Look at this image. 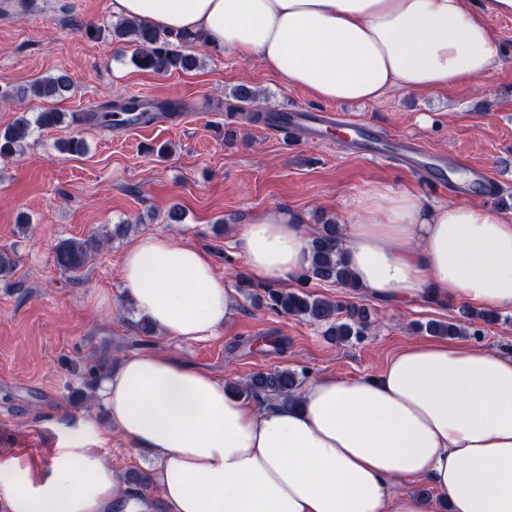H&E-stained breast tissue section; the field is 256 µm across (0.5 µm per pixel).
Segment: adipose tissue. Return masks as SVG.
<instances>
[{
  "label": "adipose tissue",
  "mask_w": 512,
  "mask_h": 512,
  "mask_svg": "<svg viewBox=\"0 0 512 512\" xmlns=\"http://www.w3.org/2000/svg\"><path fill=\"white\" fill-rule=\"evenodd\" d=\"M112 12L258 58L315 99L375 101L487 76L502 47L486 16L512 0H112ZM344 260L394 306L452 296L512 309V222L469 202L425 204L377 186L352 202ZM313 233L282 205L239 237L253 279H298ZM140 316L172 338L215 336L231 288L209 257L148 236L122 261ZM108 424L155 459L160 512H512V351L415 339L376 374L310 379L291 403L259 404L162 352L123 358L98 385ZM94 425L49 461L0 453V512H143ZM422 478L434 500L402 491Z\"/></svg>",
  "instance_id": "adipose-tissue-1"
}]
</instances>
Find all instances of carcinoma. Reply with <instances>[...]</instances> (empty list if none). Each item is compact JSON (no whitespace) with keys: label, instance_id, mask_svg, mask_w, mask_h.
<instances>
[{"label":"carcinoma","instance_id":"1","mask_svg":"<svg viewBox=\"0 0 512 512\" xmlns=\"http://www.w3.org/2000/svg\"><path fill=\"white\" fill-rule=\"evenodd\" d=\"M112 36L136 46L131 62L140 69L165 74L173 70H191L197 65L196 56L188 52L201 40V35L197 33L179 35L183 48L177 49L169 40L170 33L137 20L125 19L112 27ZM69 90L70 83L64 75L40 79L30 86L33 96L40 99H63ZM126 104L127 99L124 97L102 102L86 113L88 122L110 128L114 113L126 111ZM29 134L30 122L25 117L1 131L0 157L23 152ZM341 242L339 225L332 220L323 221L312 240L311 263L306 278L355 293L359 287L350 278L343 260ZM102 244V238L95 233L86 238L63 239L55 247V265L75 277L87 266ZM253 301L278 314L297 316L326 327L325 335L337 344L365 335L373 323L371 311L363 306L349 300L315 296L306 291H286L267 286L263 288V293L253 297ZM424 330L431 336L450 338L478 335L476 331L469 332L468 325L459 321H430ZM299 385L296 373L275 369L255 373L241 386V391L255 399L272 397L286 403L294 400Z\"/></svg>","mask_w":512,"mask_h":512}]
</instances>
